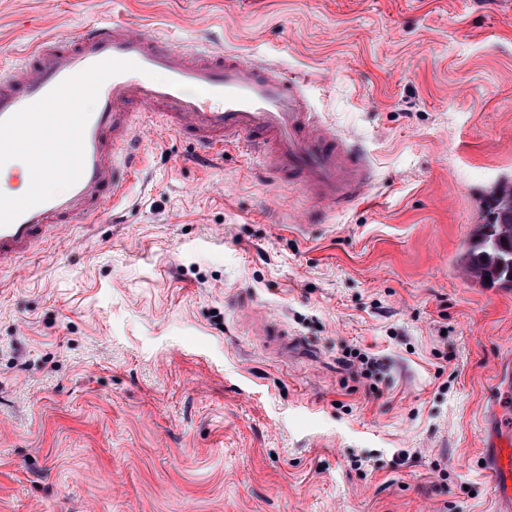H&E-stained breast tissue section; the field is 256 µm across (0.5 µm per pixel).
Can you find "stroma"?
Masks as SVG:
<instances>
[{
    "label": "stroma",
    "mask_w": 512,
    "mask_h": 512,
    "mask_svg": "<svg viewBox=\"0 0 512 512\" xmlns=\"http://www.w3.org/2000/svg\"><path fill=\"white\" fill-rule=\"evenodd\" d=\"M113 21L304 78L372 186L327 213L143 141L117 210L0 269V512H496L512 288L457 259L512 186V0H0V69Z\"/></svg>",
    "instance_id": "stroma-1"
}]
</instances>
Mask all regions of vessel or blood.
Listing matches in <instances>:
<instances>
[{
    "mask_svg": "<svg viewBox=\"0 0 512 512\" xmlns=\"http://www.w3.org/2000/svg\"><path fill=\"white\" fill-rule=\"evenodd\" d=\"M86 91L92 110L60 111ZM158 125L211 155L244 148L273 181L289 177L328 209L372 184L364 156L311 111L301 82L207 45L91 25L73 43L30 46L0 72V167L20 161L29 175L24 193L0 190V268L110 210L136 177L133 142ZM51 181L62 191L47 190ZM491 445L489 493L512 499V429Z\"/></svg>",
    "mask_w": 512,
    "mask_h": 512,
    "instance_id": "vessel-or-blood-1",
    "label": "vessel or blood"
}]
</instances>
